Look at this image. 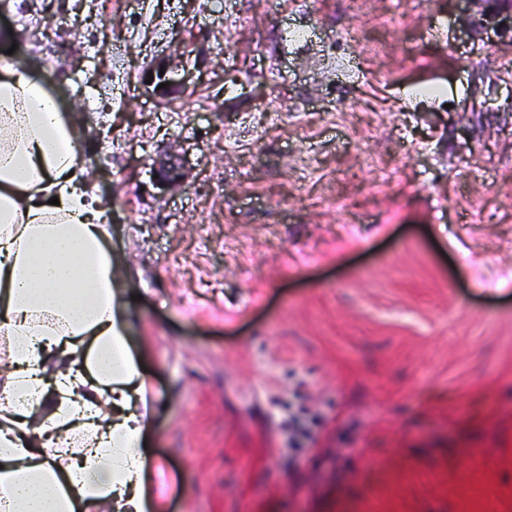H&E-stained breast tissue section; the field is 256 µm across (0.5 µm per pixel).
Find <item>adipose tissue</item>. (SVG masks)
Returning a JSON list of instances; mask_svg holds the SVG:
<instances>
[{
    "instance_id": "ef3b65f1",
    "label": "adipose tissue",
    "mask_w": 512,
    "mask_h": 512,
    "mask_svg": "<svg viewBox=\"0 0 512 512\" xmlns=\"http://www.w3.org/2000/svg\"><path fill=\"white\" fill-rule=\"evenodd\" d=\"M107 225L76 124L0 56V512H163Z\"/></svg>"
}]
</instances>
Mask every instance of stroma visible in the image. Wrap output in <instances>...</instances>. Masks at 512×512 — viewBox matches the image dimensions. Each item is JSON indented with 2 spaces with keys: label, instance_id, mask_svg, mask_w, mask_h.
<instances>
[{
  "label": "stroma",
  "instance_id": "stroma-1",
  "mask_svg": "<svg viewBox=\"0 0 512 512\" xmlns=\"http://www.w3.org/2000/svg\"><path fill=\"white\" fill-rule=\"evenodd\" d=\"M7 31L136 282L165 512H512V43L459 0H0ZM176 160L177 155L170 151L157 162V173L163 183L173 186L180 183L182 177L181 165Z\"/></svg>",
  "mask_w": 512,
  "mask_h": 512
}]
</instances>
